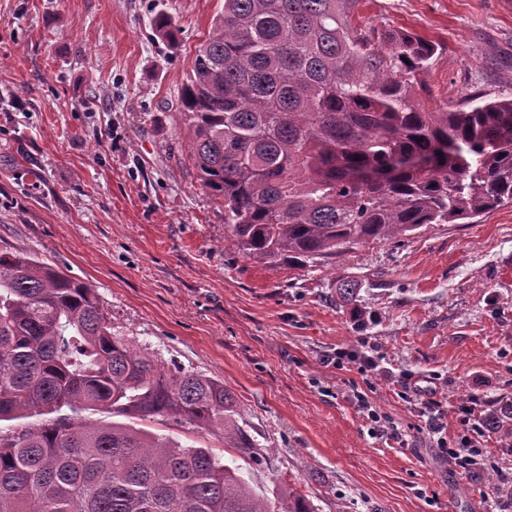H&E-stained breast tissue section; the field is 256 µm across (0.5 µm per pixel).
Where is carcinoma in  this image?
Segmentation results:
<instances>
[{
    "label": "carcinoma",
    "mask_w": 512,
    "mask_h": 512,
    "mask_svg": "<svg viewBox=\"0 0 512 512\" xmlns=\"http://www.w3.org/2000/svg\"><path fill=\"white\" fill-rule=\"evenodd\" d=\"M361 0H224L180 92L188 154L224 200L232 243L276 266L512 204V98L429 110L422 81L443 47L354 22ZM152 26L172 40L174 17ZM167 415L266 449L233 420L224 383L168 370L112 333L95 289L26 253H0V512H314L272 502L208 448L65 408Z\"/></svg>",
    "instance_id": "carcinoma-1"
}]
</instances>
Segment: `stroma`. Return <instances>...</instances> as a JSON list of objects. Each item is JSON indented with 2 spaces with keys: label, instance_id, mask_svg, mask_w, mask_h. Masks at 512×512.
I'll use <instances>...</instances> for the list:
<instances>
[{
  "label": "stroma",
  "instance_id": "stroma-1",
  "mask_svg": "<svg viewBox=\"0 0 512 512\" xmlns=\"http://www.w3.org/2000/svg\"><path fill=\"white\" fill-rule=\"evenodd\" d=\"M224 0H0V252L91 284L112 331L165 365L223 381L266 464L155 416L138 426L239 467L268 498L315 512H487L512 487L449 464L417 433L421 403L512 402V205L356 246L327 264L269 266L232 246L198 177L180 90ZM180 27L158 37L159 12ZM364 23L440 42L426 107L512 95V0H362ZM18 97L22 110L8 104ZM355 283L349 299L341 282ZM372 344L381 372L330 363ZM407 431L369 433L352 388Z\"/></svg>",
  "mask_w": 512,
  "mask_h": 512
}]
</instances>
